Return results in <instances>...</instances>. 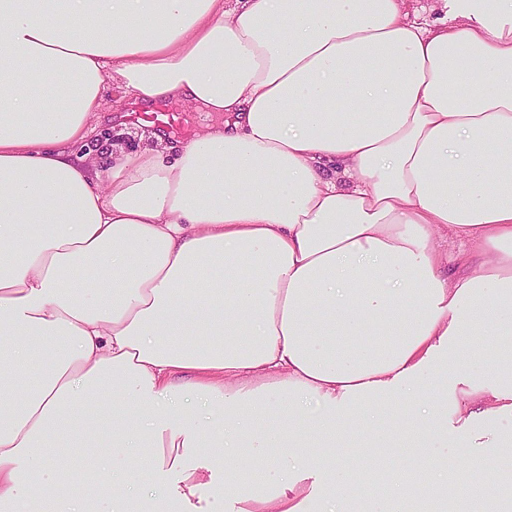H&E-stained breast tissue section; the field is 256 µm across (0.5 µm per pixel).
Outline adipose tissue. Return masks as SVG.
I'll return each instance as SVG.
<instances>
[{"mask_svg":"<svg viewBox=\"0 0 512 512\" xmlns=\"http://www.w3.org/2000/svg\"><path fill=\"white\" fill-rule=\"evenodd\" d=\"M441 2L0 0V504L89 512L63 445L102 512L148 477L149 512H218L219 464L237 512L310 477L352 512L354 442L422 460L373 512L447 490L436 445L512 416V0ZM109 78L224 124L87 160ZM342 465L352 466L359 470L371 472L375 468L362 452L358 445L353 444L350 447L336 449V453L325 459L324 467H340Z\"/></svg>","mask_w":512,"mask_h":512,"instance_id":"adipose-tissue-1","label":"adipose tissue"}]
</instances>
